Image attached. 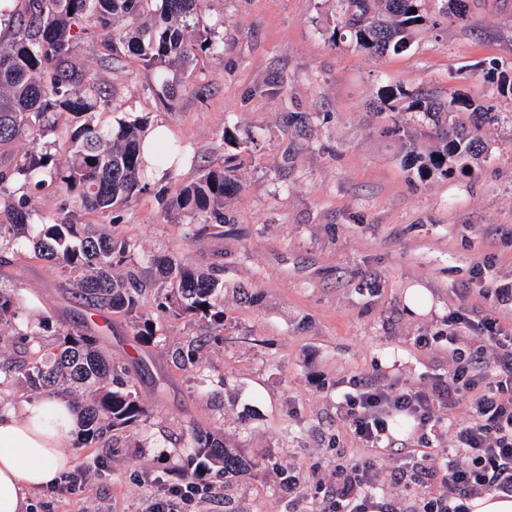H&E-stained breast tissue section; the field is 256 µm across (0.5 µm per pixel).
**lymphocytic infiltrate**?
<instances>
[{
    "label": "lymphocytic infiltrate",
    "instance_id": "lymphocytic-infiltrate-1",
    "mask_svg": "<svg viewBox=\"0 0 512 512\" xmlns=\"http://www.w3.org/2000/svg\"><path fill=\"white\" fill-rule=\"evenodd\" d=\"M450 344L455 367L447 378L429 385L387 386L358 379L346 399V419L355 439L375 457L399 450L388 419L399 412L413 418L419 435L414 440L419 466L414 485L432 484L411 512H470L469 501L492 491L512 497V336L503 335L498 319L485 315L474 321L453 314ZM474 333V346L464 351L455 342L462 333ZM418 337L421 348L442 341ZM449 406L467 401L465 419L442 424L433 414L435 401ZM452 430L454 444L443 447L444 430ZM400 474L383 475L373 459L348 461L336 467V494L325 500L321 512H366L374 491Z\"/></svg>",
    "mask_w": 512,
    "mask_h": 512
}]
</instances>
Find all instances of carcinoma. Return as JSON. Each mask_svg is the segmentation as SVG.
Listing matches in <instances>:
<instances>
[{
  "mask_svg": "<svg viewBox=\"0 0 512 512\" xmlns=\"http://www.w3.org/2000/svg\"><path fill=\"white\" fill-rule=\"evenodd\" d=\"M197 0H19L15 7L0 4V151L21 141L31 149L7 164H0V191L21 180L29 181L47 171L59 191L87 210H108L128 202L143 189L142 143L147 121L118 123L117 129L94 122L97 110L109 104L96 79L73 69L80 33L91 28L111 32L107 47L123 49L148 66L168 68L189 65L213 50L208 38L189 34V19ZM341 28L354 37L355 46L372 55L397 52L410 45L414 31L425 21L423 0H345ZM408 99L407 110L422 122L407 131L413 141L431 140L427 152L410 150L413 165L422 174L453 177L466 175L488 152L482 137L485 126L497 121L496 113L473 99L450 97L443 101L430 93L411 96L400 87L380 93L379 110L397 109ZM470 112V122L456 118ZM69 114L74 125L65 129L68 149L56 157L38 150L58 118ZM179 148L164 140L154 149V160L174 163ZM239 188L232 159L219 168H208L183 187L171 207L200 216L198 232L224 223V197ZM27 245L37 258L73 274L69 286L96 310L130 318L141 344L150 346L157 337L160 319L167 315H202L214 326L224 325V302L219 280L211 273L195 271L165 258L159 275L164 293L156 312L143 308L147 284L131 266L133 244L95 224H73L68 219L46 220L26 194L0 197V248ZM207 309H202V305ZM26 323L11 345L34 342L54 333L57 345L33 360L0 364V374L23 382L35 394L53 393L65 384L83 389L72 399L77 417L78 444L87 445L103 431L129 427L147 416L134 390L130 369L112 360L98 337L83 326L53 328L50 320L26 311L14 292L0 289V328ZM183 367L198 365L193 342L175 354ZM197 455L236 473L246 461L224 447L217 434L192 433Z\"/></svg>",
  "mask_w": 512,
  "mask_h": 512,
  "instance_id": "1",
  "label": "carcinoma"
}]
</instances>
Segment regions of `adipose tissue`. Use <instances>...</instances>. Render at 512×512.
Returning a JSON list of instances; mask_svg holds the SVG:
<instances>
[{
  "instance_id": "ef3b65f1",
  "label": "adipose tissue",
  "mask_w": 512,
  "mask_h": 512,
  "mask_svg": "<svg viewBox=\"0 0 512 512\" xmlns=\"http://www.w3.org/2000/svg\"><path fill=\"white\" fill-rule=\"evenodd\" d=\"M75 423L58 397L0 410V512H26L30 493L52 487L72 466L67 447Z\"/></svg>"
}]
</instances>
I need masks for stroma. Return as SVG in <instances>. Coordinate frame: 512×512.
<instances>
[{
  "mask_svg": "<svg viewBox=\"0 0 512 512\" xmlns=\"http://www.w3.org/2000/svg\"><path fill=\"white\" fill-rule=\"evenodd\" d=\"M427 22L409 49L370 55L338 27L343 0H200L191 19L215 49L187 71L154 70L126 56L102 60L106 35H82L75 64L112 92L96 114L104 125L147 118L181 148L155 166L149 189L119 209L65 202L53 182L36 190L43 217L106 224L127 237L145 274L172 256L216 270L224 325L168 317L144 347L121 314L95 313L66 293L59 268L0 251V286L54 327L84 322L113 359L130 363L148 417L86 447L68 446L85 481L74 494L46 489L29 512H148L163 488L192 465L214 493L181 512H320L336 488V457H370L340 412L352 378L422 384L453 367L446 344L422 350L420 336L447 333L448 317L492 312L512 330V0H469L466 21L445 0H424ZM462 93L492 105L489 152L472 176H418L393 134L390 112L372 109L389 86ZM234 157L238 191L224 201L223 233L196 235L198 219L166 212L204 167ZM431 308L410 314L408 289ZM202 340L199 364L173 351ZM220 431L250 468L225 480L195 455L191 428ZM295 473L292 497L284 480Z\"/></svg>",
  "mask_w": 512,
  "mask_h": 512,
  "instance_id": "stroma-1",
  "label": "stroma"
}]
</instances>
